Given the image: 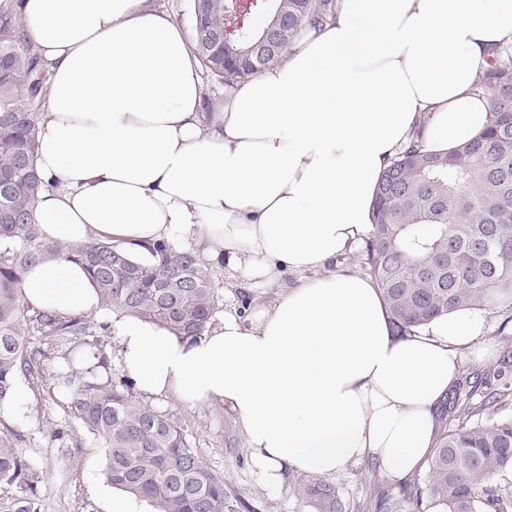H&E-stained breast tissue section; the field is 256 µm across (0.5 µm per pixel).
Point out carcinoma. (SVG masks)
Returning a JSON list of instances; mask_svg holds the SVG:
<instances>
[{
	"label": "carcinoma",
	"instance_id": "carcinoma-1",
	"mask_svg": "<svg viewBox=\"0 0 512 512\" xmlns=\"http://www.w3.org/2000/svg\"><path fill=\"white\" fill-rule=\"evenodd\" d=\"M16 0H0V406L20 378L53 380L77 426L55 424L52 438L104 457L108 484L154 512H252L192 446L185 422L141 400L112 372L105 325L61 316L22 299L25 271L46 256L82 263L101 307L196 339L224 311V294L200 254L173 241L145 246L138 261L106 241L70 246L44 240L34 222L42 181L34 165L39 109L48 95L40 58ZM335 0H190L191 50L204 71L230 89L277 63L291 43L323 25ZM475 90L486 95L482 135L440 156L418 143L381 175L365 264L380 288L395 335L411 336L457 310L512 305V43L496 49ZM512 345L489 381L474 373L448 401L457 421L427 457L424 482L384 489L375 512H512ZM19 433L0 419V488L16 512H41L42 472L16 447ZM309 512H350L336 486L297 476Z\"/></svg>",
	"mask_w": 512,
	"mask_h": 512
}]
</instances>
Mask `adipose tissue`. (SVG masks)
I'll list each match as a JSON object with an SVG mask.
<instances>
[{
    "instance_id": "obj_1",
    "label": "adipose tissue",
    "mask_w": 512,
    "mask_h": 512,
    "mask_svg": "<svg viewBox=\"0 0 512 512\" xmlns=\"http://www.w3.org/2000/svg\"><path fill=\"white\" fill-rule=\"evenodd\" d=\"M49 94L36 167L41 236L144 244L190 239L209 266L269 284L316 271L251 316L228 309L191 340L104 314L84 267L37 261L33 307L109 325L112 362L140 399L224 405L258 478L335 477L371 458L420 469L465 352L491 356L486 312L394 336L371 279L327 271L370 231L380 177L413 139L446 154L480 134L474 90L512 42V0H336L277 66L203 109L197 59L154 0H19Z\"/></svg>"
}]
</instances>
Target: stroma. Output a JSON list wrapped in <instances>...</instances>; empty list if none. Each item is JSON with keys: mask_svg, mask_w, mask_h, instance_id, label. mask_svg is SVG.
I'll list each match as a JSON object with an SVG mask.
<instances>
[{"mask_svg": "<svg viewBox=\"0 0 512 512\" xmlns=\"http://www.w3.org/2000/svg\"><path fill=\"white\" fill-rule=\"evenodd\" d=\"M313 277L310 271H289L275 283L263 287L239 278L227 281L220 275L215 282L224 294L225 305L237 307L240 314L247 315ZM40 404L43 403L39 397H32L27 418L17 429L23 437L20 450L44 474L42 512H104L103 494L110 486L102 475V453L89 444L80 448L59 446L49 436V423L38 412ZM165 408L191 426L202 458L223 471L225 480L243 494L256 512H300L302 503L295 493L294 477H287L276 487L266 486L257 478V468L247 446H239L233 452L226 449L224 431L236 429L237 424L221 405L174 400L166 402ZM333 483L347 501L361 505L367 504L379 489L398 485L397 480L383 474L372 477L364 462L336 476Z\"/></svg>", "mask_w": 512, "mask_h": 512, "instance_id": "1", "label": "stroma"}]
</instances>
